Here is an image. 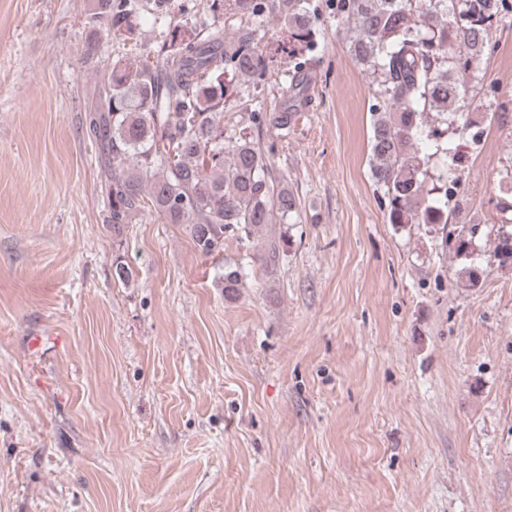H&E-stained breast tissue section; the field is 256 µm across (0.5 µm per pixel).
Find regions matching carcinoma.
<instances>
[{
	"mask_svg": "<svg viewBox=\"0 0 512 512\" xmlns=\"http://www.w3.org/2000/svg\"><path fill=\"white\" fill-rule=\"evenodd\" d=\"M144 10L167 15L170 4L93 0L83 19L87 59L102 30L133 39L132 18ZM228 10L246 18L231 34L220 21ZM209 11L181 5L160 46L162 63L117 61L96 84L85 129L105 169L107 222L119 237L149 206L168 223L187 225L204 256L221 252L228 232L259 241L256 258L272 265L281 239L270 225L289 223L298 204L288 181L271 177L274 145L264 149L260 140L272 129L287 135L308 100V55L319 48L321 15L312 0H212ZM507 11V0H336L333 9L348 52L377 86L370 172L388 222L424 224L464 258L479 225L452 223L464 195L448 192L444 175L430 174L420 141L452 134L478 144L496 96L486 100L487 112H471L463 101L493 49V22ZM271 16L284 35L272 45L260 37ZM276 57L291 73L279 110L251 112L249 130L226 134L228 83L243 80L259 93ZM487 242L489 257L512 266V228L499 226ZM243 277L240 265L224 268L225 299H235Z\"/></svg>",
	"mask_w": 512,
	"mask_h": 512,
	"instance_id": "carcinoma-1",
	"label": "carcinoma"
}]
</instances>
